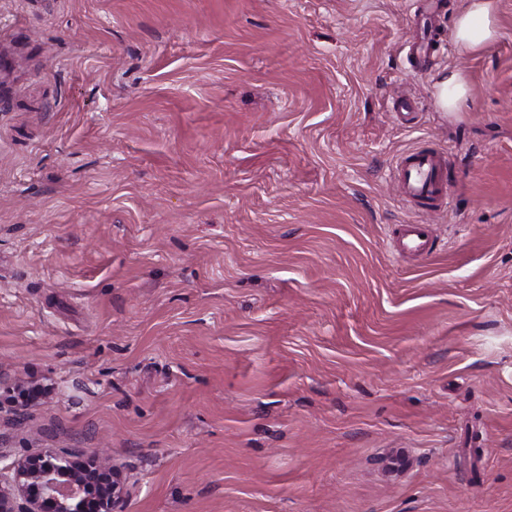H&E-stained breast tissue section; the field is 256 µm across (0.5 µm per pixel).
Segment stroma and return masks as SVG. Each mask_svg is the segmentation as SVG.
<instances>
[{
	"mask_svg": "<svg viewBox=\"0 0 512 512\" xmlns=\"http://www.w3.org/2000/svg\"><path fill=\"white\" fill-rule=\"evenodd\" d=\"M462 2L0 0V454L109 453L126 512H512V0L473 54ZM468 93V85L459 72L445 75L437 84V96L440 106L447 111L459 108ZM403 194L413 201L432 204L449 196L451 185L445 175L446 157L438 152L416 148L397 162ZM401 252L424 254L430 251V237L425 224H405Z\"/></svg>",
	"mask_w": 512,
	"mask_h": 512,
	"instance_id": "35a3bbf8",
	"label": "stroma"
}]
</instances>
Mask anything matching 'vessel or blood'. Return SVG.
Returning a JSON list of instances; mask_svg holds the SVG:
<instances>
[{
  "label": "vessel or blood",
  "instance_id": "b4317fda",
  "mask_svg": "<svg viewBox=\"0 0 512 512\" xmlns=\"http://www.w3.org/2000/svg\"><path fill=\"white\" fill-rule=\"evenodd\" d=\"M403 194L413 201L432 204L442 200L451 191L445 175L446 157L438 152L417 148L401 157L396 165ZM400 249L404 252L424 254L430 250V237L426 225H406Z\"/></svg>",
  "mask_w": 512,
  "mask_h": 512
}]
</instances>
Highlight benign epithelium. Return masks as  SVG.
Returning a JSON list of instances; mask_svg holds the SVG:
<instances>
[{
    "mask_svg": "<svg viewBox=\"0 0 512 512\" xmlns=\"http://www.w3.org/2000/svg\"><path fill=\"white\" fill-rule=\"evenodd\" d=\"M112 476L97 482L89 466L66 453L44 451L3 463L0 512H124L126 478L109 459L94 464Z\"/></svg>",
    "mask_w": 512,
    "mask_h": 512,
    "instance_id": "1",
    "label": "benign epithelium"
}]
</instances>
